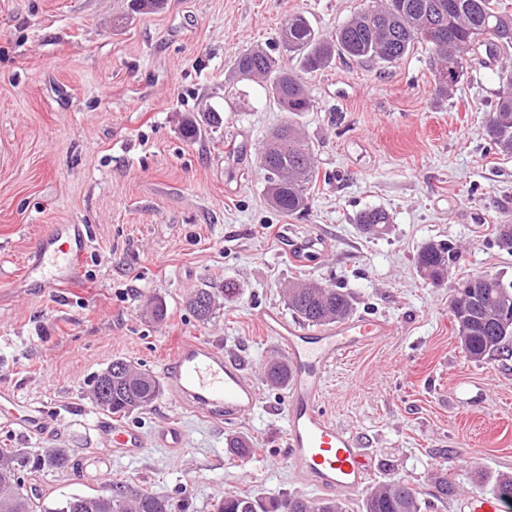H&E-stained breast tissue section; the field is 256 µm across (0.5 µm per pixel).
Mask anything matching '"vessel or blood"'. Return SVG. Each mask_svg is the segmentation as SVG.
Masks as SVG:
<instances>
[{
	"instance_id": "obj_1",
	"label": "vessel or blood",
	"mask_w": 512,
	"mask_h": 512,
	"mask_svg": "<svg viewBox=\"0 0 512 512\" xmlns=\"http://www.w3.org/2000/svg\"><path fill=\"white\" fill-rule=\"evenodd\" d=\"M87 227L56 224L38 239L28 257L30 271L43 274L47 288L62 287L75 256L86 247ZM260 321L288 359L291 371L285 399L286 458L294 473L321 492L356 495L365 486L371 458L359 438L333 421L325 408L326 374L338 359L392 333L389 321L352 317L316 330L288 323L277 311L262 312ZM161 381L170 398L233 424L250 417L259 404L258 387L241 359L205 340L186 339L162 367ZM10 405L13 423L29 433L46 425L40 407L16 403L13 391L0 390V406ZM101 433L115 455L136 458L149 445L177 450L186 442L180 424L169 422L152 438L126 423H109ZM465 512H500L497 498L478 491L463 502Z\"/></svg>"
}]
</instances>
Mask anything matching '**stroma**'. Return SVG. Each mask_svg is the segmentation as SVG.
<instances>
[{"label":"stroma","mask_w":512,"mask_h":512,"mask_svg":"<svg viewBox=\"0 0 512 512\" xmlns=\"http://www.w3.org/2000/svg\"><path fill=\"white\" fill-rule=\"evenodd\" d=\"M368 4L166 0L142 15L130 0H0V388L47 420L44 434L25 433L1 412L0 448L74 449L73 468L26 478L45 504L116 482L185 512H214L230 492L313 496L286 459L285 392L265 385L232 428L160 395L127 421L147 437L181 422L185 447L116 458L109 481L90 478L105 448L97 424L109 418L90 390L112 359L157 374L179 340L207 339L262 377L281 351L260 315L292 319L283 290L299 279L344 288L357 314L395 327L327 374L330 417L372 454L367 486L399 478L427 497L442 470L458 495L432 512H461L476 476L512 475V358L470 359L449 308L470 278L512 282V253L495 239L512 223V155L484 136L498 62L469 61L449 98L436 95L419 46L393 63L339 58L306 75L314 106L296 122L318 172L309 211L281 214L265 195L260 153L288 115L230 78L235 57L272 46L292 14L328 35ZM209 106L222 124L185 141L181 116ZM374 207L391 224L370 238L354 218ZM53 224L91 228L75 282L60 291L26 268ZM448 240L464 252L438 288L415 256ZM229 281L238 295L199 322L187 296ZM151 299L166 305L163 320L146 312ZM235 436L253 442L252 458L232 454Z\"/></svg>","instance_id":"35a3bbf8"}]
</instances>
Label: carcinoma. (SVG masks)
<instances>
[{
	"label": "carcinoma",
	"instance_id": "cac0c4a2",
	"mask_svg": "<svg viewBox=\"0 0 512 512\" xmlns=\"http://www.w3.org/2000/svg\"><path fill=\"white\" fill-rule=\"evenodd\" d=\"M496 44L493 56L512 49V14L498 0H371V5L325 37L302 14L290 16L280 28L276 45L299 60L300 70L279 66L271 51L261 47L243 51L234 61V76L262 84L266 96L282 111L297 115L313 107L304 74L324 70L338 56L356 61L392 63L405 56L417 43L428 47L436 70V91L443 96L459 82L466 56L486 44ZM502 89L488 113L484 135L504 155H512V65L501 67ZM219 113L189 114L182 119V136L193 142L201 124H217ZM265 171V191L270 204L287 215L302 214L309 207V192L317 181L309 145L288 122L267 140L261 153ZM362 233L379 236L390 224L389 213L381 208L361 211L355 218ZM461 260V251L451 242H428L416 255V264L429 279L444 278L451 266ZM288 309L302 323L322 327L350 318L355 311L352 296L342 288H302L294 283L286 295ZM200 321L210 319L215 308L214 294L198 289L187 301ZM458 339L472 358L512 355V284L502 288L472 289L468 298L450 302ZM112 377L98 375L93 383L95 404L100 410L124 417L148 409L161 394L159 379L149 370L130 361L112 360ZM288 362L275 359L266 363L264 379L273 388L288 384ZM110 402L100 405L104 388ZM72 463L64 448H45L28 453L18 448H0V512H175L171 499L126 485L115 486L110 495L75 494L47 508L40 498H31L24 476L45 469L64 470ZM489 493L498 497L504 512H512V477L494 482ZM456 496V486L448 474L434 480L432 498L446 502ZM430 502L408 483L395 479L371 489L360 501L358 512H425ZM215 512H351L342 498L304 496L257 498L230 494L216 504Z\"/></svg>",
	"mask_w": 512,
	"mask_h": 512
}]
</instances>
